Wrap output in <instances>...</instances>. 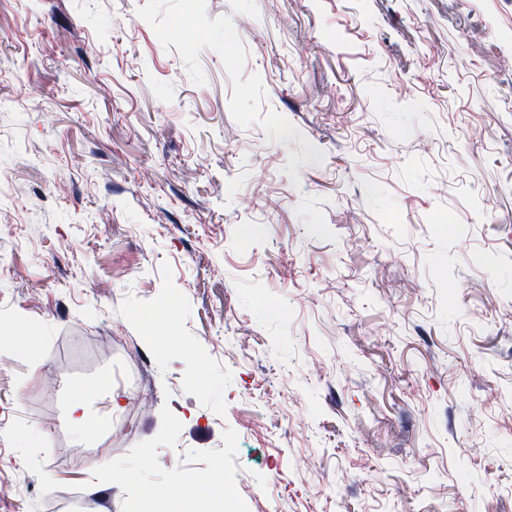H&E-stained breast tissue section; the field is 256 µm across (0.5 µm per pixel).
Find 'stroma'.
<instances>
[{
    "label": "stroma",
    "instance_id": "stroma-1",
    "mask_svg": "<svg viewBox=\"0 0 512 512\" xmlns=\"http://www.w3.org/2000/svg\"><path fill=\"white\" fill-rule=\"evenodd\" d=\"M0 484L512 512V0H0ZM69 421L72 427L84 436L96 434L101 428L99 422L90 418L86 405V393L82 388H76L73 392L69 407Z\"/></svg>",
    "mask_w": 512,
    "mask_h": 512
}]
</instances>
